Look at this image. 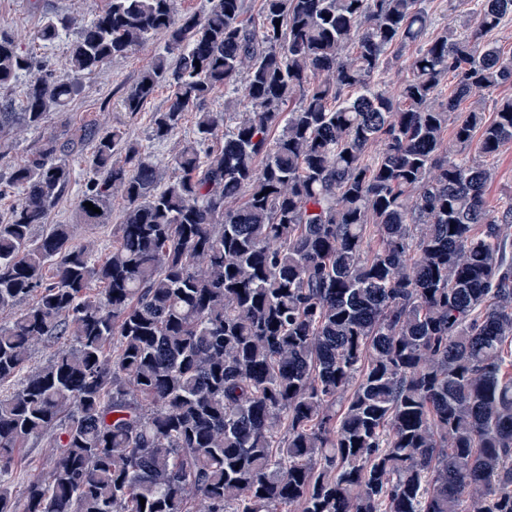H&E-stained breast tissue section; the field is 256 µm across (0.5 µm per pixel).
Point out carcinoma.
I'll return each instance as SVG.
<instances>
[{
	"instance_id": "obj_1",
	"label": "carcinoma",
	"mask_w": 512,
	"mask_h": 512,
	"mask_svg": "<svg viewBox=\"0 0 512 512\" xmlns=\"http://www.w3.org/2000/svg\"><path fill=\"white\" fill-rule=\"evenodd\" d=\"M426 2L260 0L253 19L245 0H109L35 31L49 47L78 29L61 72L0 34V147L158 35L124 109L168 89L155 143L195 113L166 164L87 126L0 174L19 193L0 313L30 301L0 324V512H512V202L485 201L512 98L480 108L512 83L485 41L512 0H475L478 27L434 38ZM395 46L416 53L393 98ZM220 88L238 111L202 108ZM88 142L79 221L123 204L102 259L49 222ZM36 341L59 349L31 368ZM45 437L46 470L16 490Z\"/></svg>"
}]
</instances>
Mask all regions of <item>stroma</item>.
Listing matches in <instances>:
<instances>
[{
    "label": "stroma",
    "instance_id": "obj_1",
    "mask_svg": "<svg viewBox=\"0 0 512 512\" xmlns=\"http://www.w3.org/2000/svg\"><path fill=\"white\" fill-rule=\"evenodd\" d=\"M108 0H0V33L10 35L22 49L31 51L39 59H47L55 69H63L67 60V41H60L50 48L32 45L33 33L45 16L67 13L80 20L91 19L106 8ZM430 33L437 36L445 31L463 32L478 26L472 0H430ZM165 47L164 37L157 36L133 53L112 59L111 62L87 75L81 92L72 98L66 112L51 114L38 130L18 129L10 138L0 168L23 160L46 136L60 132L68 125H92L102 130L121 126L131 140L148 144V134L153 112L167 104L168 92L159 89L142 112L132 115L121 106L124 92L147 68ZM89 150L74 154L70 164L74 180L64 196L55 205L50 220L55 224L74 227L75 245L89 244L98 255H106L112 248V237L117 233L122 216L121 202H114L105 223L80 224L76 209L85 184L90 176ZM496 175L486 188V201L490 209L497 210L512 202V143L504 145L490 160Z\"/></svg>",
    "mask_w": 512,
    "mask_h": 512
}]
</instances>
